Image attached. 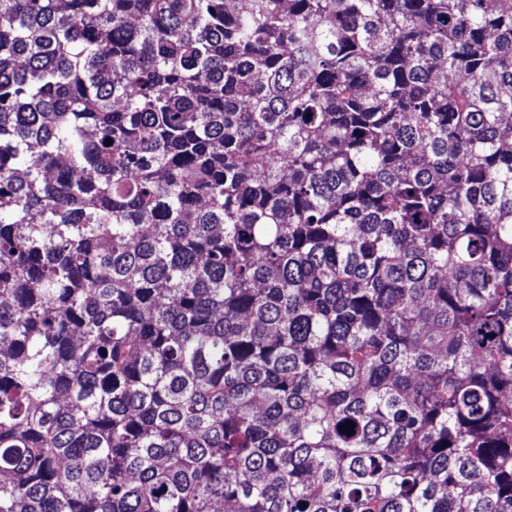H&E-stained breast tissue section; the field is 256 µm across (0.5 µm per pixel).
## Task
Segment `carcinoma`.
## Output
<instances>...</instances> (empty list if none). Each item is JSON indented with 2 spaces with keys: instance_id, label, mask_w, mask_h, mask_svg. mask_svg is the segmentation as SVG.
<instances>
[{
  "instance_id": "obj_1",
  "label": "carcinoma",
  "mask_w": 512,
  "mask_h": 512,
  "mask_svg": "<svg viewBox=\"0 0 512 512\" xmlns=\"http://www.w3.org/2000/svg\"><path fill=\"white\" fill-rule=\"evenodd\" d=\"M222 504L512 512V0H0V512Z\"/></svg>"
}]
</instances>
